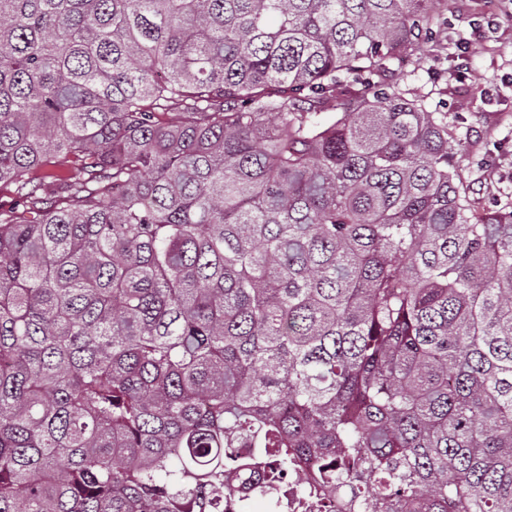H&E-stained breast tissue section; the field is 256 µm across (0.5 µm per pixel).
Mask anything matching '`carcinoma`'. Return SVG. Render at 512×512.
Listing matches in <instances>:
<instances>
[{
	"label": "carcinoma",
	"mask_w": 512,
	"mask_h": 512,
	"mask_svg": "<svg viewBox=\"0 0 512 512\" xmlns=\"http://www.w3.org/2000/svg\"><path fill=\"white\" fill-rule=\"evenodd\" d=\"M448 0H0V512H512V211L376 77Z\"/></svg>",
	"instance_id": "carcinoma-1"
}]
</instances>
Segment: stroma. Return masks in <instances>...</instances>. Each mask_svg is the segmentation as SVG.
Returning a JSON list of instances; mask_svg holds the SVG:
<instances>
[{"mask_svg":"<svg viewBox=\"0 0 512 512\" xmlns=\"http://www.w3.org/2000/svg\"><path fill=\"white\" fill-rule=\"evenodd\" d=\"M496 21L476 49L464 51L476 23ZM437 60L407 64L386 80L426 94L447 113L460 142V183L481 209H512V0H448L437 29Z\"/></svg>","mask_w":512,"mask_h":512,"instance_id":"35a3bbf8","label":"stroma"}]
</instances>
